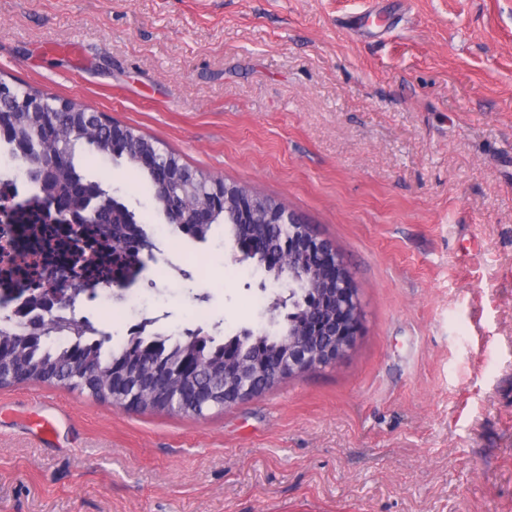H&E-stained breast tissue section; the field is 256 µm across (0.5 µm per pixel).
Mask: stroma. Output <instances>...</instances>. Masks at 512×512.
<instances>
[{
  "label": "stroma",
  "instance_id": "obj_1",
  "mask_svg": "<svg viewBox=\"0 0 512 512\" xmlns=\"http://www.w3.org/2000/svg\"><path fill=\"white\" fill-rule=\"evenodd\" d=\"M0 77L278 200L363 312L334 365L201 416L0 388V512H512V0H0ZM82 172L156 244L128 316L88 314L113 341L257 324L223 227Z\"/></svg>",
  "mask_w": 512,
  "mask_h": 512
}]
</instances>
